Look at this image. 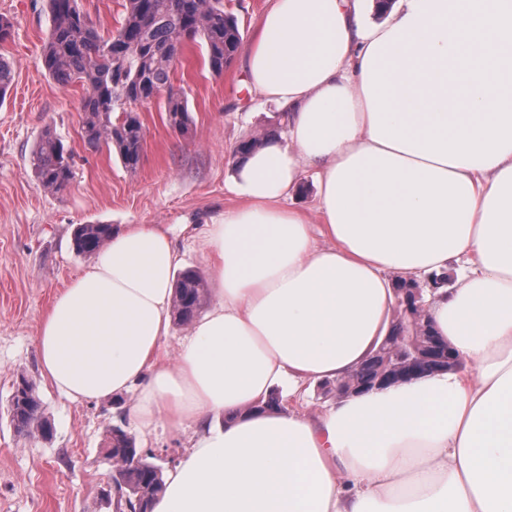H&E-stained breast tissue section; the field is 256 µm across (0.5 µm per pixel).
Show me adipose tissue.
<instances>
[{
  "label": "adipose tissue",
  "instance_id": "adipose-tissue-1",
  "mask_svg": "<svg viewBox=\"0 0 512 512\" xmlns=\"http://www.w3.org/2000/svg\"><path fill=\"white\" fill-rule=\"evenodd\" d=\"M243 57L288 132L232 164L242 203L203 233L214 304L169 359L180 253L123 225L42 316L45 381L136 392L142 446L194 428L151 512H512V0H392L379 22L365 0H273ZM309 179L315 224L286 204ZM461 258L425 301L466 372L266 409L281 380L350 375L396 283Z\"/></svg>",
  "mask_w": 512,
  "mask_h": 512
}]
</instances>
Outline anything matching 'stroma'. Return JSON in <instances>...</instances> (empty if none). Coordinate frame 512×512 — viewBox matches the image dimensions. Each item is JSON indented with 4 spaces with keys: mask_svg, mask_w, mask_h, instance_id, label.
<instances>
[{
    "mask_svg": "<svg viewBox=\"0 0 512 512\" xmlns=\"http://www.w3.org/2000/svg\"><path fill=\"white\" fill-rule=\"evenodd\" d=\"M13 23L0 55L12 85L0 100V512H113L104 492L115 471L104 455L107 426L123 419L133 395L69 401L42 379L36 343L40 318L88 263L71 248L79 224H164L172 227L183 268L208 275L200 231L240 200L229 192L233 152L254 133L285 134L282 116L245 82L242 57L212 74L202 40L187 42L173 85L188 98L186 134L163 121L162 98L139 108L145 125L142 160L127 170L115 149L92 148L80 131L85 88L57 84L42 48L46 0H0ZM52 126L72 154L73 179L63 191L37 181L33 151ZM33 381L53 435L20 434L9 415L19 376ZM192 430L157 427L147 448L162 469L189 450Z\"/></svg>",
    "mask_w": 512,
    "mask_h": 512,
    "instance_id": "1",
    "label": "stroma"
}]
</instances>
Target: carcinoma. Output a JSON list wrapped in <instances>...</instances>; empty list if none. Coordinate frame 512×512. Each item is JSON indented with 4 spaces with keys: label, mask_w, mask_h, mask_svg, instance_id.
<instances>
[{
    "label": "carcinoma",
    "mask_w": 512,
    "mask_h": 512,
    "mask_svg": "<svg viewBox=\"0 0 512 512\" xmlns=\"http://www.w3.org/2000/svg\"><path fill=\"white\" fill-rule=\"evenodd\" d=\"M51 26L42 50L43 66L58 84L87 86L79 111L82 138L91 147L113 146L125 166L138 168L145 128L138 107L168 90L165 123L184 134L190 125L185 93L171 87L174 64L184 41L199 37L212 73L224 72L242 43L237 19L224 11V0H123V16L115 29L99 33L82 0H47ZM34 166L43 188L62 191L70 184L71 154L53 130L45 129L34 151ZM110 224H79L72 234L73 250L84 257L96 255L112 236ZM205 281L193 269L178 275L174 316L193 321L206 298ZM385 357L375 351L350 374L349 383L360 389L376 384ZM18 432L48 437L52 425L44 416L36 385L22 377L10 402ZM106 458L119 466L118 497L114 512H150L163 491L162 468L147 461V454L118 424L108 426Z\"/></svg>",
    "instance_id": "obj_1"
}]
</instances>
